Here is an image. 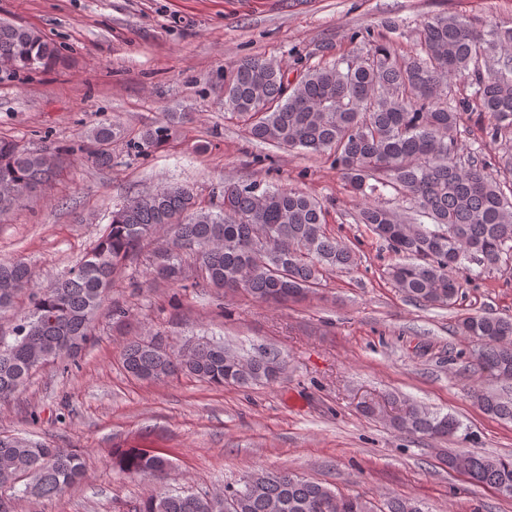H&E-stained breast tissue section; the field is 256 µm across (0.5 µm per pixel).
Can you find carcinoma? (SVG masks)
Returning a JSON list of instances; mask_svg holds the SVG:
<instances>
[{
	"instance_id": "1",
	"label": "carcinoma",
	"mask_w": 512,
	"mask_h": 512,
	"mask_svg": "<svg viewBox=\"0 0 512 512\" xmlns=\"http://www.w3.org/2000/svg\"><path fill=\"white\" fill-rule=\"evenodd\" d=\"M416 35V52L405 56L371 32L355 31L352 53L300 70L292 82L276 60L246 58L224 76V106L266 144L327 156L361 198L357 222L401 257L387 271L395 287L420 305L450 306L464 288L459 270L470 263L490 270L512 256V186L496 177L512 173V156L465 162L459 156L467 112L483 116L488 145L512 140V26L491 22L480 29L462 15L439 13L421 22ZM57 59V48L37 31L0 21L1 72L45 70ZM459 80L473 88L471 95H457ZM181 119L166 115L130 139L128 148L137 155L158 149ZM120 136L114 124L103 122L88 133L89 145L77 150L107 167ZM77 150L34 152L0 137V211L45 185L62 156ZM386 188L410 204L415 223L378 201ZM216 198L204 205L182 184L129 196L73 270L46 286L24 261H0V312L22 293L31 303L11 337L0 336V399L18 392L38 367L76 358L92 341L102 312L115 323L125 321L127 310L108 295L152 235L165 238L149 256L152 280L242 290L271 305L314 294L327 271L355 263V252L326 234L327 211L306 193L227 181ZM460 330L475 343L472 356L481 374L512 380L511 318L470 316ZM121 356L124 370L139 381L184 374L218 387L268 385L278 378L275 370L287 366L276 348L258 346L245 355L202 338L176 349L159 334L127 341ZM472 396L484 412L512 421L511 387L474 388ZM391 424L420 437L457 440L464 450L448 455V468L462 455L471 483L512 498V456L465 449L473 438L456 417L402 401ZM85 467V455L73 449L0 436V476L27 477L25 493L35 499L64 493ZM112 467L153 484L133 512H272L275 503L278 512H423L412 498H392L380 509L367 497L343 495L286 469H261L218 494H202L165 489L171 465L153 451L117 450Z\"/></svg>"
}]
</instances>
